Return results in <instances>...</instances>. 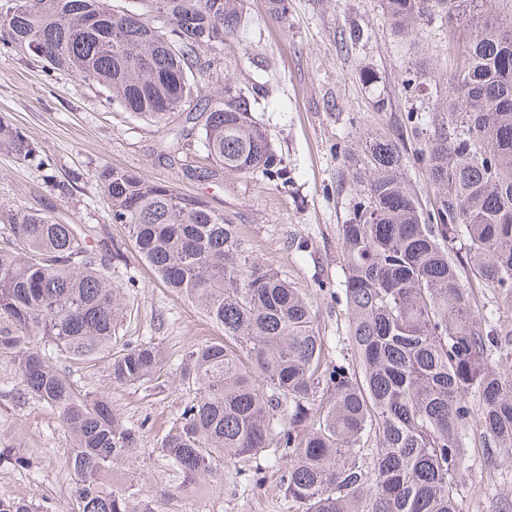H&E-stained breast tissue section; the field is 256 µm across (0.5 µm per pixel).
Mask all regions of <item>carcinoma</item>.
Returning a JSON list of instances; mask_svg holds the SVG:
<instances>
[{
  "mask_svg": "<svg viewBox=\"0 0 512 512\" xmlns=\"http://www.w3.org/2000/svg\"><path fill=\"white\" fill-rule=\"evenodd\" d=\"M164 17L109 0H7L0 44L106 89L155 123L197 99L199 51L238 41L241 0H147ZM483 14L456 54L447 105L415 151L434 187L421 208L401 142L368 135L363 186L341 226L350 357L332 359L300 289L256 261L238 225L199 195L130 169L99 174L112 222L167 288L224 331L191 346L175 381L190 394L155 449L174 490L195 487L261 453L276 462L288 508L303 512H459L468 444L512 457V0H383L400 35L435 17L453 27L464 5ZM201 105L203 145L218 171L288 180L250 94L216 77ZM0 152L47 163L23 131L0 120ZM0 355L14 361V393L53 410L72 436V512H155L143 484L112 470L137 447L141 426L82 393L53 353L107 361L114 385L168 374L153 341L112 347L125 309L107 265L119 246L89 245L74 224L0 206ZM479 396L480 404L472 397ZM0 512H50L0 496Z\"/></svg>",
  "mask_w": 512,
  "mask_h": 512,
  "instance_id": "obj_1",
  "label": "carcinoma"
}]
</instances>
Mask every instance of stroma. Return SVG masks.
<instances>
[{"instance_id":"35a3bbf8","label":"stroma","mask_w":512,"mask_h":512,"mask_svg":"<svg viewBox=\"0 0 512 512\" xmlns=\"http://www.w3.org/2000/svg\"><path fill=\"white\" fill-rule=\"evenodd\" d=\"M249 23L239 43L205 48L201 61L223 68L238 86L259 82L251 102L255 121L268 133L288 168V181L259 174L226 173L201 181L190 169L208 165L199 136L169 156L165 142L187 126L179 112L156 124L132 116L100 86L58 74L43 62L0 46V119L19 127L52 166L43 170L0 154V205L52 213L76 225L90 245L124 244L128 232L113 223L98 174L103 166L128 168L149 180L169 181L180 192L207 197L239 225L250 254L302 289L330 345H347L345 304L337 299L344 273L341 226L352 215L355 192L341 184L345 166L361 158L363 132L401 138L419 148L410 114L424 129L448 95V28L427 18L409 36L391 27L381 0H287L275 18L269 0H242ZM415 82H407V73ZM112 280L127 283V309L116 328L118 342L154 339L177 364L194 344L220 336L201 310L157 281L138 258L110 266ZM81 392L109 393L124 420L144 424L139 450L158 447L188 400L166 377L143 386H114L104 363L60 360ZM29 459V467L0 464V496L24 495L70 512L73 476L67 459L71 439L50 409L32 401L0 397V447ZM459 487L463 512H488L494 494L512 497V459L485 458L479 445ZM138 475L157 512H283L274 483L254 489L246 475L226 466L220 482H203L172 494L163 466L141 468L136 458L115 467L123 480Z\"/></svg>"}]
</instances>
